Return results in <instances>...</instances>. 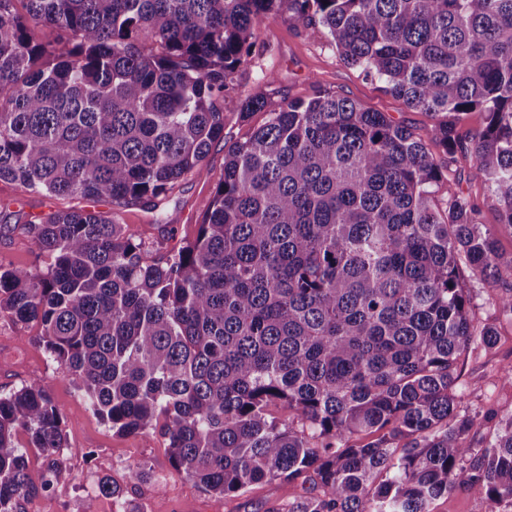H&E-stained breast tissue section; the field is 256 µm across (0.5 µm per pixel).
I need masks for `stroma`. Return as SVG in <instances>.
Here are the masks:
<instances>
[{
    "label": "stroma",
    "instance_id": "obj_1",
    "mask_svg": "<svg viewBox=\"0 0 512 512\" xmlns=\"http://www.w3.org/2000/svg\"><path fill=\"white\" fill-rule=\"evenodd\" d=\"M259 38L268 44L269 51L238 73L237 89L223 103L224 142L212 148L202 173L186 176L154 210L120 206L108 199L42 196L17 184L0 182V203L7 205L8 222L13 226L12 231L0 233V261L45 271L49 258L38 254L17 226L32 216L72 207L109 213L142 238L161 241V248L152 257L165 259L171 250L195 237L212 191L224 177L226 146L245 139L252 126L265 121L262 112L242 120L238 108L239 101L261 85L275 101L306 100L318 90H331L368 109L386 113L417 133H426L430 128L431 119L425 112L409 108L403 100L386 93L379 80L345 66L323 27L307 25L284 10L265 20ZM268 73L275 74L276 79L266 85L262 79ZM448 177L459 181L464 194L474 201L479 222L495 228L499 212L494 196L473 179L470 171L452 168ZM466 286L473 299L474 318L482 324L495 320V304L512 282L492 285L470 278ZM498 323L496 346L486 352L466 353L458 363L462 407L472 414L480 415L492 408L499 416L512 415V383L503 377L504 368L512 365V321ZM40 333L38 324H18L9 315L0 314V393L42 380L61 414L67 438L62 451L63 475L51 489L42 487V459L30 455L28 474L33 491L22 500V512H115L111 499L95 493L97 482L103 477L123 488L133 512H267L272 504L308 495L309 485L301 479L286 485L256 484L234 498L203 492L172 468L167 439L160 430L147 429L130 436L112 431L90 408L82 392L58 374L56 362L38 341ZM136 464L146 471L143 480L128 478L130 466Z\"/></svg>",
    "mask_w": 512,
    "mask_h": 512
}]
</instances>
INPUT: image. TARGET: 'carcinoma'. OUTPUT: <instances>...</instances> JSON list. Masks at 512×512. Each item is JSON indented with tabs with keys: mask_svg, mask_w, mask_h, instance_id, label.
<instances>
[{
	"mask_svg": "<svg viewBox=\"0 0 512 512\" xmlns=\"http://www.w3.org/2000/svg\"><path fill=\"white\" fill-rule=\"evenodd\" d=\"M285 5L428 113L427 134L328 90H257L240 117H268L225 151L193 240L154 262L157 243L106 213L36 216L25 232L51 263L1 262L0 313L41 326L117 433L160 428L206 493L302 477L322 494L267 512H431L459 488L503 512L512 416L471 443L496 412L462 410L458 362L497 341L464 272L496 283L512 260L469 196L439 194L433 149L470 165L512 236V0H0V181L157 208L224 139L218 102ZM39 24L54 37L34 41ZM476 109L467 148L457 126ZM21 431L53 487L66 435L40 380L0 394V512L30 490ZM97 493L129 512L110 479Z\"/></svg>",
	"mask_w": 512,
	"mask_h": 512,
	"instance_id": "obj_1",
	"label": "carcinoma"
}]
</instances>
